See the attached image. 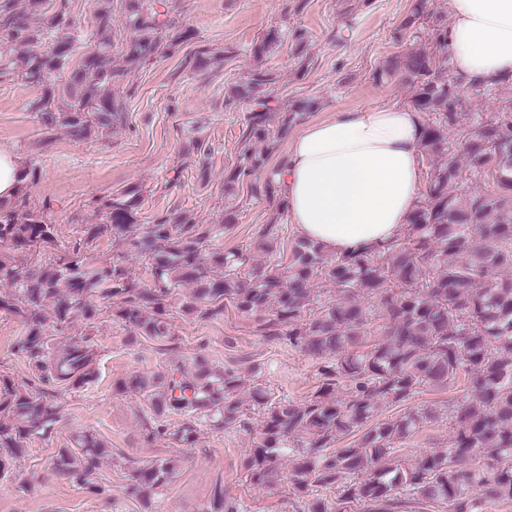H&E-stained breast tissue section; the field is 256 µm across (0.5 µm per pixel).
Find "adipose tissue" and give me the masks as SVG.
Returning <instances> with one entry per match:
<instances>
[{
  "instance_id": "obj_1",
  "label": "adipose tissue",
  "mask_w": 512,
  "mask_h": 512,
  "mask_svg": "<svg viewBox=\"0 0 512 512\" xmlns=\"http://www.w3.org/2000/svg\"><path fill=\"white\" fill-rule=\"evenodd\" d=\"M448 50L467 80L512 76V0H451ZM420 112L360 106L308 124L277 177L298 233L351 253L399 237L419 205Z\"/></svg>"
}]
</instances>
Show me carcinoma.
Returning <instances> with one entry per match:
<instances>
[{"label": "carcinoma", "instance_id": "1", "mask_svg": "<svg viewBox=\"0 0 512 512\" xmlns=\"http://www.w3.org/2000/svg\"><path fill=\"white\" fill-rule=\"evenodd\" d=\"M110 3L104 0L96 10L95 48L70 70L82 41L71 0H0V75L42 90L30 104L42 125L64 126L82 138L94 128L122 123L124 107L115 87L158 52L172 54L194 38L171 17L169 0H121L128 33L116 45ZM44 14L47 26L35 25L34 16ZM425 16L426 0H416L396 38ZM446 32L443 26L434 29L433 51L415 49L387 65L410 78L413 107L435 116L425 125L420 147L430 162L426 194L394 241L341 255L300 238L288 264L259 266L249 250L226 255L214 249L215 224L183 218L136 223L141 190L134 187L112 197L105 224L91 226L88 234L107 229L119 236L129 252L151 263L153 286L114 261L88 267L72 259L33 273L0 258V282L11 284L9 292H0V310L23 316L26 327L13 349L35 380L24 388L0 380V415L8 418L0 422V448L11 449L10 457L0 456V476L25 451L26 440L54 430L61 413L54 387L78 390L96 376L90 338L74 337L53 351L49 329L63 331L77 318L95 320L96 301L102 300L137 335L168 341L166 299L184 283L195 285L190 309L201 317L223 314L226 300L246 314L270 313L291 346L324 363L323 380L307 401L296 404L252 390V400L264 408L262 429L254 431L240 408L241 375L233 368L216 372L198 356L192 374L178 363L163 373L134 375L118 390L146 395L145 439L168 434L190 447L202 422L238 428L251 435L244 465L250 481L272 484L281 461L293 458L294 492L312 497L306 512H341L348 504L364 505L366 512H401L421 501L444 504L448 512H491L496 503H512V96L502 100L494 119L468 111L466 93L483 84L449 76ZM278 41V32L269 31L254 46V57L262 59ZM271 83L272 76L256 68L233 89V98L251 108L238 164L224 175L227 185L264 167L267 151L253 149L254 143L273 148L275 139L315 107L311 99L298 102L271 132ZM464 121L473 132L458 160L448 155L444 129ZM463 168L476 181L491 178V189L463 188ZM251 191L276 199L275 175ZM278 230L276 224L263 226L254 249L274 253ZM0 241L17 251L51 243L53 225L34 210L0 201ZM316 281L336 288V299L318 309L312 308ZM48 304L50 319L43 313ZM461 378L472 399L448 417V447L399 459L400 444L435 415L411 411L379 420L381 408L404 403L426 387L446 390ZM342 385L348 396L338 399ZM174 415L182 421L172 431L167 418ZM77 444L79 451L58 454L54 468L90 492L103 493L99 468L107 448L89 434ZM175 475L169 461L136 467L128 489L144 497L149 512L148 491ZM323 489L334 499L318 495ZM207 512H241V506L224 498L217 485Z\"/></svg>", "mask_w": 512, "mask_h": 512}]
</instances>
